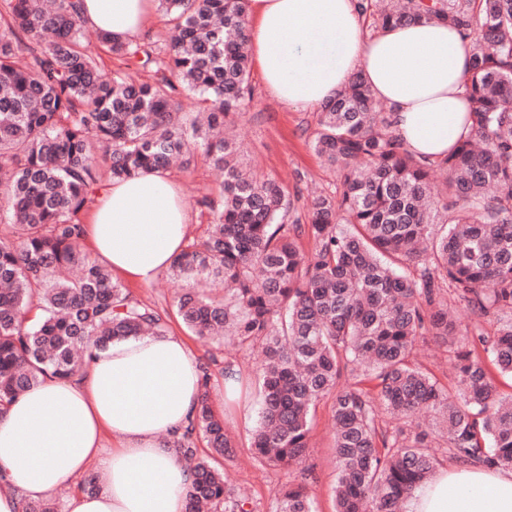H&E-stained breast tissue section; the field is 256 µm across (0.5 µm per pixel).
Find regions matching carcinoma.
Here are the masks:
<instances>
[{"instance_id":"1","label":"carcinoma","mask_w":512,"mask_h":512,"mask_svg":"<svg viewBox=\"0 0 512 512\" xmlns=\"http://www.w3.org/2000/svg\"><path fill=\"white\" fill-rule=\"evenodd\" d=\"M4 2L0 223L11 235L0 234V410L48 376H76L96 349L166 331L82 250L79 213L102 163L119 181L200 154L223 173L220 208L170 266L192 282L173 306L199 339L259 352L254 454L275 467L302 463L311 409L331 394L335 512H401L435 470L439 438L460 465L512 469V394L485 364L512 376V0H357L376 30L435 20L471 41L472 124L447 156L418 157L356 74L316 112L310 145L336 186L302 216L301 190L252 176L221 137L253 100L249 0H159L170 22L163 57L149 42L90 34L77 0ZM91 38L151 69L152 81L106 74ZM183 90L204 115L181 111ZM450 298L473 316L451 356L452 392L412 360L419 340L456 331ZM347 369L353 382L340 389ZM423 408L433 413L425 427L414 423ZM200 439L211 455L234 456L207 390L168 442L193 463L187 512H250L198 456ZM272 512L316 510L307 486L291 482Z\"/></svg>"}]
</instances>
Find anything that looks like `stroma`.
Listing matches in <instances>:
<instances>
[{"label":"stroma","instance_id":"stroma-1","mask_svg":"<svg viewBox=\"0 0 512 512\" xmlns=\"http://www.w3.org/2000/svg\"><path fill=\"white\" fill-rule=\"evenodd\" d=\"M251 82L254 99L231 130L247 164L258 176H275L290 186L294 185L295 176L300 172L305 174L307 182L331 186V175L309 144L315 114L294 109L273 98L266 91L259 72H252ZM169 174L191 208L190 237L203 235L213 222L211 204L219 199L216 173L207 162L199 160L186 168L172 167ZM124 286L134 299L151 305L162 315L168 331L186 336L198 364L206 367L210 375L212 391H223L225 367L235 368L240 373L242 384L238 395L221 406L232 433L236 456L231 460H219L218 465L224 469L236 492L249 498L253 512H271L272 500L279 487L300 480L306 481L317 512H335L332 397L321 399L312 413L309 448L301 464L281 469L255 460L251 454V441L257 409V353L231 344L218 348L187 335L173 307L178 286L167 275H159L146 287L129 280Z\"/></svg>","mask_w":512,"mask_h":512}]
</instances>
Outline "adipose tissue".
Here are the masks:
<instances>
[{
    "instance_id": "obj_1",
    "label": "adipose tissue",
    "mask_w": 512,
    "mask_h": 512,
    "mask_svg": "<svg viewBox=\"0 0 512 512\" xmlns=\"http://www.w3.org/2000/svg\"><path fill=\"white\" fill-rule=\"evenodd\" d=\"M92 32L135 42L155 0H79ZM248 40L266 90L288 106L318 108L365 72L418 156L443 157L470 125L464 89L471 43L435 21L369 33L356 0H251ZM190 208L169 173L109 182L93 197L84 241L112 275L148 285L189 232ZM203 391L194 353L171 332L95 351L83 372L48 378L0 412V512L52 495L89 460L101 490L78 493L69 512H185L192 477L161 446L179 435ZM405 512H512V470L437 469Z\"/></svg>"
}]
</instances>
